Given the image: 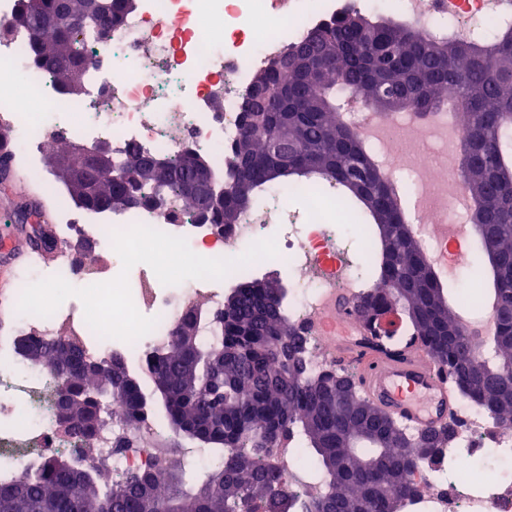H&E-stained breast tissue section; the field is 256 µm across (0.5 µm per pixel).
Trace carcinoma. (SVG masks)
<instances>
[{
    "mask_svg": "<svg viewBox=\"0 0 512 512\" xmlns=\"http://www.w3.org/2000/svg\"><path fill=\"white\" fill-rule=\"evenodd\" d=\"M90 0H70L68 11L56 0H18L16 14L32 35L34 62L50 69L65 85V57L84 58L79 33L69 31L70 13L86 12ZM345 9L322 25L316 50L337 60L322 79L312 77L308 57L294 43L271 57L251 87L263 89L266 105L241 113L251 134H241L224 172V208L210 213L209 224H236L267 188L309 178L305 186H330L367 225L372 264L378 279L357 300V311L376 316L397 298L414 311L413 335L423 349L438 355L454 388L482 406L498 423L512 426V377L476 375L469 358L471 338L455 331L460 317L444 305L445 293L417 237L387 185L366 176L373 161L365 142L338 115L336 102L350 94L379 114L410 110L425 119L450 105L464 128L461 141L463 186L471 197L484 255L491 267L490 298L512 301V34L498 33L470 47L441 38H424L418 29L379 22ZM290 63L282 66L278 57ZM193 150L183 151L163 171L133 153L118 169L133 172L134 205L150 207L164 191L184 198L183 182ZM246 183L248 200L238 187ZM229 315L219 314L201 335L195 316L152 355L143 374L163 381L161 402L142 403L152 391L127 380L129 367L114 353L107 360L85 356L70 342L54 345L36 338L43 366L63 373L65 387L79 400L66 406L56 399L60 422L88 446L111 416L109 406L125 404V422L160 414L170 425L187 424L183 439L212 452L216 464L190 474L178 464L166 471L146 469L117 478L80 457L51 456L30 464L15 480L0 483V512H402L420 494L417 464L434 462L455 435V419L438 430L414 431L364 396L339 414L334 396L339 374L318 370L309 356L305 329L288 318L286 289L277 281L244 278L227 297ZM285 339L304 349L294 358L276 353ZM224 349V361L215 351ZM512 354V322L496 323L481 354L489 368L500 353ZM420 436L408 447L398 432ZM298 438L315 462L320 488L296 507L293 494L270 462L271 449Z\"/></svg>",
    "mask_w": 512,
    "mask_h": 512,
    "instance_id": "obj_1",
    "label": "carcinoma"
}]
</instances>
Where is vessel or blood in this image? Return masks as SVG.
Here are the masks:
<instances>
[{
  "label": "vessel or blood",
  "instance_id": "1",
  "mask_svg": "<svg viewBox=\"0 0 512 512\" xmlns=\"http://www.w3.org/2000/svg\"><path fill=\"white\" fill-rule=\"evenodd\" d=\"M336 358L357 363V382L365 395L410 428H437L456 413L458 401L447 377L435 372L420 349L389 348L343 336Z\"/></svg>",
  "mask_w": 512,
  "mask_h": 512
}]
</instances>
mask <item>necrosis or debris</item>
<instances>
[{"label":"necrosis or debris","instance_id":"4bbe7bcc","mask_svg":"<svg viewBox=\"0 0 512 512\" xmlns=\"http://www.w3.org/2000/svg\"><path fill=\"white\" fill-rule=\"evenodd\" d=\"M396 2L400 16L420 18L437 35L458 29L477 35L512 24V0ZM337 11L335 0H141L140 10L124 16L111 42L83 30L95 63L76 98L67 97L51 74L34 64L26 30L0 39V67L12 76L0 82V125L10 130L9 154L15 167L58 201L52 266L31 261L16 287L0 293V302L14 311L8 333L0 336V366L9 365L24 394L45 391L53 375L15 354L18 334L34 329L47 342L80 341L93 357L116 351L142 364L169 344L185 315L205 319L223 309L220 267L241 277L252 274L256 262L276 261L297 272L288 316L306 327L318 360L333 354L337 336L364 334L358 317L337 315L336 297L368 288L370 249L358 241L362 225L335 195L303 190L296 211L289 205L290 190L273 186L239 223L218 230L198 223L176 198L163 213L77 205L42 165L49 147L76 137L90 150L111 144L117 160L134 152L170 158L189 147L223 173L240 134L241 92L270 57ZM218 97L224 101L219 112L211 107ZM353 118L360 137L386 157L391 182L417 201L414 231L429 263L444 275L470 265L473 243L460 217L456 168L462 127L450 119L421 126L398 113L383 119L357 112ZM76 240L92 244V261L82 262L71 250ZM148 244L175 258L177 276L163 279L143 261ZM116 255L135 270V293L116 284ZM34 281L39 291H31ZM90 282L99 289L96 314L57 296L59 289ZM459 409L463 422L447 460L420 464L423 496L408 503L406 512H512V431L493 428L469 398L460 399ZM4 423L12 429H0V479L14 477L28 460L4 450V443L16 439L39 454L49 448L83 453L81 440L60 433L53 407L32 418L19 400L0 392V426ZM167 437L153 419L119 423L101 433L89 461L106 460L116 476L161 469L173 459ZM271 456L288 490L309 491L312 466L300 444L273 449Z\"/></svg>","mask_w":512,"mask_h":512}]
</instances>
